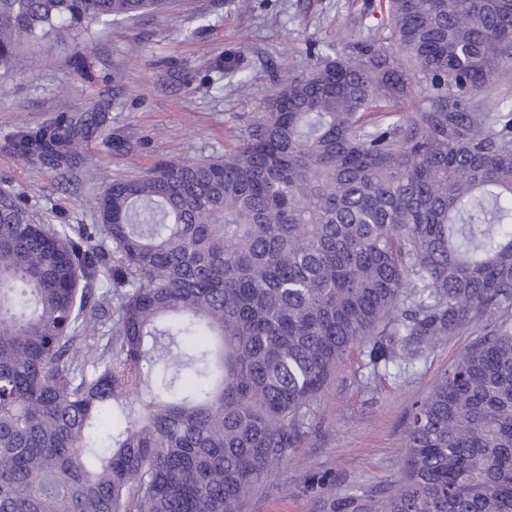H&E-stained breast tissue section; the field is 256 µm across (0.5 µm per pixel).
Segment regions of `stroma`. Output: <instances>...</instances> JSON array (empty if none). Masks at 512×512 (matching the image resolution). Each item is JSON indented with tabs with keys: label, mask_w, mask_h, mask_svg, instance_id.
Wrapping results in <instances>:
<instances>
[{
	"label": "stroma",
	"mask_w": 512,
	"mask_h": 512,
	"mask_svg": "<svg viewBox=\"0 0 512 512\" xmlns=\"http://www.w3.org/2000/svg\"><path fill=\"white\" fill-rule=\"evenodd\" d=\"M378 0H165L162 9L92 36L25 52L0 78V184L22 192L36 222L94 224L104 182L138 177L166 161L223 155L262 112L282 72L306 76L311 47L351 53L389 40ZM239 69L241 84L229 76ZM98 109L68 168L25 158L22 130ZM445 338L412 363L373 372L353 355L309 416V438L254 492L247 512H369L399 479L415 402L471 345Z\"/></svg>",
	"instance_id": "stroma-1"
}]
</instances>
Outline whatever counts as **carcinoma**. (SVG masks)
Here are the masks:
<instances>
[{
	"label": "carcinoma",
	"instance_id": "carcinoma-1",
	"mask_svg": "<svg viewBox=\"0 0 512 512\" xmlns=\"http://www.w3.org/2000/svg\"><path fill=\"white\" fill-rule=\"evenodd\" d=\"M160 4L0 0V71ZM380 13L395 47L313 50L234 148L107 184L97 224L0 186V512H243L353 350L386 370L468 329L377 512H512V112L478 99L512 0ZM96 121L15 146L67 165Z\"/></svg>",
	"mask_w": 512,
	"mask_h": 512
}]
</instances>
